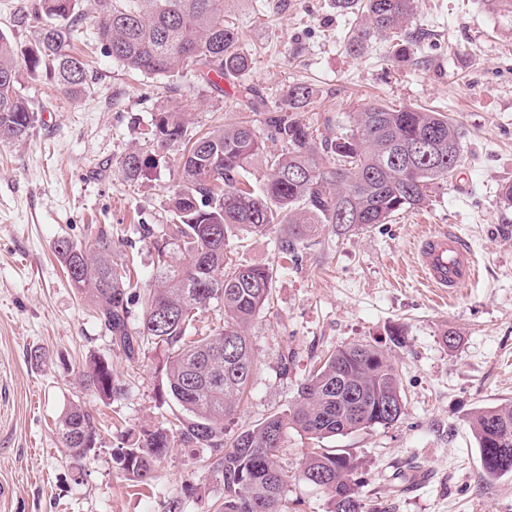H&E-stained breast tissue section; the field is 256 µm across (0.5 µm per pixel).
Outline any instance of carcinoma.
Masks as SVG:
<instances>
[{
  "instance_id": "carcinoma-1",
  "label": "carcinoma",
  "mask_w": 512,
  "mask_h": 512,
  "mask_svg": "<svg viewBox=\"0 0 512 512\" xmlns=\"http://www.w3.org/2000/svg\"><path fill=\"white\" fill-rule=\"evenodd\" d=\"M232 0H94L98 41L124 67L146 76L177 77L192 71L218 89L222 81L247 101L254 89L237 83L251 65L237 28L224 20ZM354 16L345 49L359 53L372 38L390 33L392 57L401 62L418 40L409 29L415 0H336ZM77 0H38L34 43L23 52L30 70L45 66L56 85L77 97L90 90L80 39ZM18 51L0 35V141H21L37 121L16 88ZM299 83L283 91L280 104L266 113L267 135L284 150L265 155L263 137L249 120L202 132L190 129V113L163 106L152 115L157 149L182 147L180 185L170 202L171 223L156 244L154 282L144 299L137 326H131L129 268L112 260V232L102 224L86 227V242L59 240L54 251L72 287L85 294L97 319L130 357L151 339L163 348L165 394L186 411L173 428L143 427L121 436L115 459L129 478L146 484L155 464L179 439L189 447L219 454L214 469L224 483L217 512H290L286 475L279 454L286 432L310 440L387 427L399 421L403 401L391 358L370 344H354L318 358L286 409L241 431L224 446V420L233 416L250 390L254 356L248 328L270 305L273 270L225 262L232 237L257 236L270 224H290L279 245L282 259H293L319 224L363 228L385 224L394 214L418 209L429 193L448 182L461 163L462 130L444 112L425 106L393 108L365 104L346 132L316 141L300 112L314 97ZM260 163L262 186L242 180L247 167ZM155 166L139 150L125 154L119 172L137 182ZM181 253L170 259L168 246ZM218 304L221 324L193 328L197 314ZM78 384L106 399L122 394L112 366L95 356L79 372ZM484 475L512 474V401L480 407L469 416ZM61 441L80 459L95 447V419L81 403L60 415ZM359 463L344 449L313 448L301 477L329 494L327 512H387L362 494Z\"/></svg>"
}]
</instances>
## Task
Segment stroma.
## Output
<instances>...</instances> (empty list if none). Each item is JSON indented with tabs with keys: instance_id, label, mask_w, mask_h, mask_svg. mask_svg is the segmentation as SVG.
Here are the masks:
<instances>
[{
	"instance_id": "35a3bbf8",
	"label": "stroma",
	"mask_w": 512,
	"mask_h": 512,
	"mask_svg": "<svg viewBox=\"0 0 512 512\" xmlns=\"http://www.w3.org/2000/svg\"><path fill=\"white\" fill-rule=\"evenodd\" d=\"M32 0H0V33L16 47L35 36ZM245 0L231 19L252 58L241 83L255 104L212 89L193 73L147 77L128 71L90 40L91 93L75 98L46 69L21 70L19 88L37 115L32 136L0 142V483L10 487L0 512H215L224 485L208 448L174 443L153 480L128 479L112 450L121 431L170 427L184 412L161 397L162 349L144 342L128 358L112 342L88 301L70 285L54 245L80 242L89 224H105L131 279L147 289L155 245L169 222L179 185L178 149L156 150L148 131L160 106L179 103L192 129L252 121L264 130L284 89L316 90L301 118L315 136L339 134L363 104L432 105L463 131L462 161L452 180L435 186L426 205L385 224L338 230L319 225L283 263L288 227L274 224L251 239L230 240L229 263L276 271L274 302L252 322L251 392L224 423V439L285 409L324 352L369 343L389 352L398 370L404 414L395 424L324 440L359 462L366 494L388 499L391 512H512V476L488 480L467 420L475 408L512 400V206L500 197L512 184V9L484 0H416L412 27L421 32L407 61L372 40L361 55L341 40L348 17L336 0ZM155 156L137 183L118 170L132 148ZM152 236H144V228ZM447 227L472 246L473 284L440 296L416 272L418 240ZM404 333L394 344L393 328ZM460 341L444 343L446 333ZM42 351V362L32 354ZM291 354L290 364L281 357ZM96 356L111 364L124 392L111 400L79 388L77 372ZM82 402L94 415L98 443L84 459L69 455L57 421ZM312 442L295 430L279 463L295 512H325L327 492L302 479ZM429 470L421 486L391 495L397 469Z\"/></svg>"
}]
</instances>
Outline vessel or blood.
<instances>
[{"label":"vessel or blood","instance_id":"b4317fda","mask_svg":"<svg viewBox=\"0 0 512 512\" xmlns=\"http://www.w3.org/2000/svg\"><path fill=\"white\" fill-rule=\"evenodd\" d=\"M418 264L422 279L441 294L466 286L475 276L474 253L456 231H435L418 244Z\"/></svg>","mask_w":512,"mask_h":512}]
</instances>
